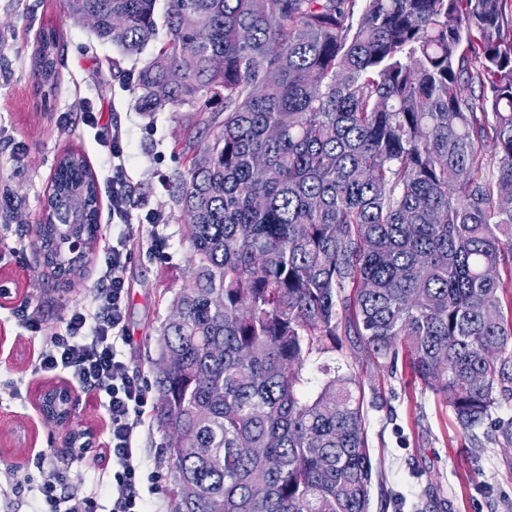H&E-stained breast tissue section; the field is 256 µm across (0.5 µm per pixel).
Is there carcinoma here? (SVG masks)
<instances>
[{"label": "carcinoma", "mask_w": 512, "mask_h": 512, "mask_svg": "<svg viewBox=\"0 0 512 512\" xmlns=\"http://www.w3.org/2000/svg\"><path fill=\"white\" fill-rule=\"evenodd\" d=\"M157 2L62 7L137 56ZM164 23L137 109L206 112L211 132H187L169 184L190 248L153 379L157 428L181 437L170 512H368L360 383L306 394L309 355L352 334L401 355L473 436L512 383V0H165ZM60 46L42 29L51 89ZM59 224L97 241L96 176L71 148L36 242L69 283L84 266L62 270Z\"/></svg>", "instance_id": "1"}]
</instances>
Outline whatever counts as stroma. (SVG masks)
Segmentation results:
<instances>
[{
    "instance_id": "35a3bbf8",
    "label": "stroma",
    "mask_w": 512,
    "mask_h": 512,
    "mask_svg": "<svg viewBox=\"0 0 512 512\" xmlns=\"http://www.w3.org/2000/svg\"><path fill=\"white\" fill-rule=\"evenodd\" d=\"M55 26L64 37L57 64L55 92L38 88L33 55L42 28ZM152 49L127 57L114 45L96 40L89 27L73 23L61 0H0V189L9 188L12 204L28 225L44 214L47 191L58 155L81 151L100 170V140L115 128L130 129L131 259L125 270L124 349L128 366L144 382L152 380L159 357L158 330L170 313L171 300L187 273V226L166 189L168 177L185 172L178 141L194 126L195 112H158L146 116L134 108L128 77L134 76ZM160 211L165 224H148ZM34 233L0 223V282L11 295L0 299V472L29 474L23 493L0 496V512H27L43 481L38 455L53 450L60 465L70 467L69 495L96 492L108 512L107 487L98 483L103 462L98 445L86 453L67 448L65 433L45 425L37 407V390L46 379L32 368L40 341L18 328L16 316L27 313L43 333L62 328L68 313L87 303L101 285L105 252L112 242V214L99 201V235L85 275L68 286L57 281L37 253ZM350 374L364 386V413L373 463L369 512H512V443L496 429L512 417V399L501 401L476 437L465 436L452 411L430 390L411 384L404 361L376 362L358 337L345 336L334 352L308 362L311 389L324 380L322 366ZM156 392H149L145 417L151 425L140 440L153 491L152 512H169V472L162 458L164 439L152 419Z\"/></svg>"
}]
</instances>
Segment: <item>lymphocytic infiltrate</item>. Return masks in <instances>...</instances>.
<instances>
[{"label":"lymphocytic infiltrate","instance_id":"1","mask_svg":"<svg viewBox=\"0 0 512 512\" xmlns=\"http://www.w3.org/2000/svg\"><path fill=\"white\" fill-rule=\"evenodd\" d=\"M129 140V133H113L104 153L117 234L106 252L103 285L87 304L65 318L62 330L43 337L33 371L63 378L98 398L107 420L103 457L105 470L112 476L109 512H150L142 489L145 461L139 446L146 425L147 392L121 351L127 342L124 273L129 260L125 242L131 205L125 148ZM39 466L44 481L30 512H98L95 497L65 494L70 473L58 467L54 452H42Z\"/></svg>","mask_w":512,"mask_h":512}]
</instances>
